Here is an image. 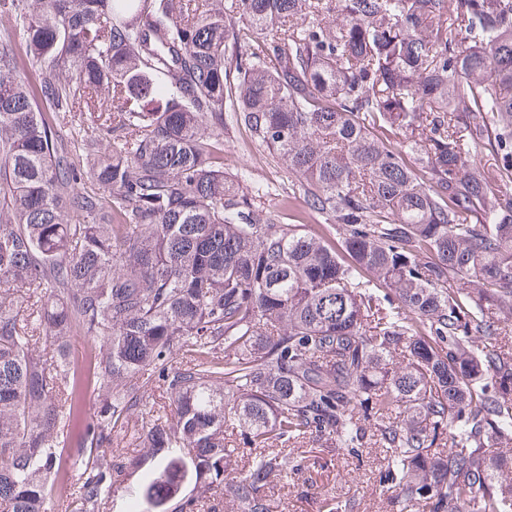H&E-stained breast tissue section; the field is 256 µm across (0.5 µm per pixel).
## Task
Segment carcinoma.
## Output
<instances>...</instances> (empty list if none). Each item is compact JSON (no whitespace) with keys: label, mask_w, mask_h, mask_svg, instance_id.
Returning a JSON list of instances; mask_svg holds the SVG:
<instances>
[{"label":"carcinoma","mask_w":512,"mask_h":512,"mask_svg":"<svg viewBox=\"0 0 512 512\" xmlns=\"http://www.w3.org/2000/svg\"><path fill=\"white\" fill-rule=\"evenodd\" d=\"M0 18V512H50L71 470L99 512L141 467L106 452L133 415L164 457L132 512H216L224 491L227 512H274L297 471L280 444L307 437L383 449L397 512H512L493 316L512 310V0H0ZM227 105L338 244L224 173ZM75 334L103 341L77 426Z\"/></svg>","instance_id":"1"}]
</instances>
